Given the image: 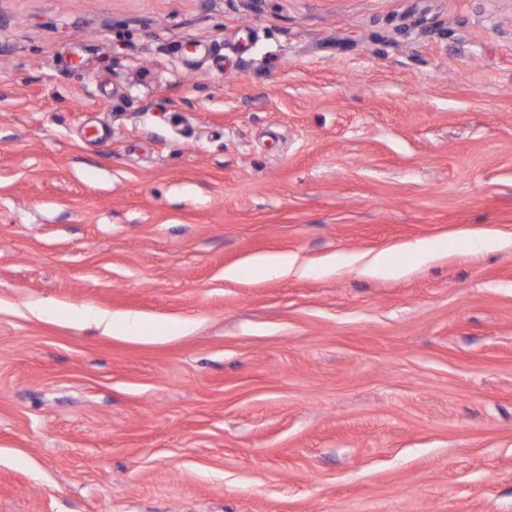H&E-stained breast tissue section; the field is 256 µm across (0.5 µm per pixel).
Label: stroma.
I'll list each match as a JSON object with an SVG mask.
<instances>
[{
    "label": "stroma",
    "instance_id": "obj_1",
    "mask_svg": "<svg viewBox=\"0 0 512 512\" xmlns=\"http://www.w3.org/2000/svg\"><path fill=\"white\" fill-rule=\"evenodd\" d=\"M0 512H512V0H0ZM351 263H359L363 268V272L368 275L373 276H382L389 277L397 274V270L388 265L385 260V257L381 253H377L375 255H362V256H351L347 259H342L339 257H331L330 264L331 265H343V264H351ZM294 259L288 255L269 254L255 257L250 266L274 276L288 275L294 268ZM89 319L96 322L98 326L103 325L105 330L112 332V334L142 338H159L162 336L159 330L145 326L136 316H89Z\"/></svg>",
    "mask_w": 512,
    "mask_h": 512
}]
</instances>
